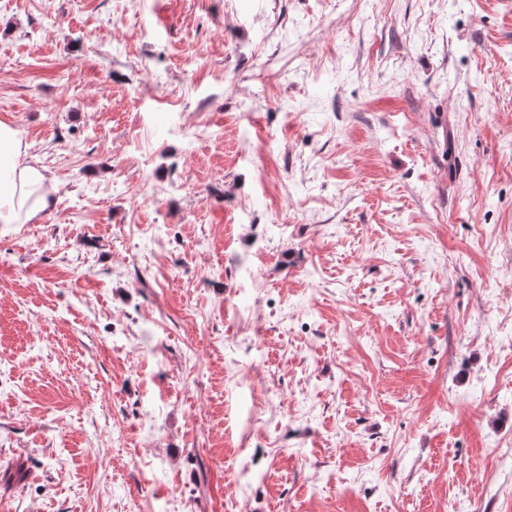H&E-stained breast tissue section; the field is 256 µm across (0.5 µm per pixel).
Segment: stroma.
Instances as JSON below:
<instances>
[{
  "instance_id": "1",
  "label": "stroma",
  "mask_w": 512,
  "mask_h": 512,
  "mask_svg": "<svg viewBox=\"0 0 512 512\" xmlns=\"http://www.w3.org/2000/svg\"><path fill=\"white\" fill-rule=\"evenodd\" d=\"M0 512H512V0H11ZM26 148L17 130L0 122V233L31 222L56 203L55 185L44 168L25 160Z\"/></svg>"
}]
</instances>
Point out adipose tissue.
<instances>
[{
  "label": "adipose tissue",
  "instance_id": "ef3b65f1",
  "mask_svg": "<svg viewBox=\"0 0 512 512\" xmlns=\"http://www.w3.org/2000/svg\"><path fill=\"white\" fill-rule=\"evenodd\" d=\"M55 192L45 169L27 161L19 132L0 122V229L29 223L52 208Z\"/></svg>",
  "mask_w": 512,
  "mask_h": 512
}]
</instances>
